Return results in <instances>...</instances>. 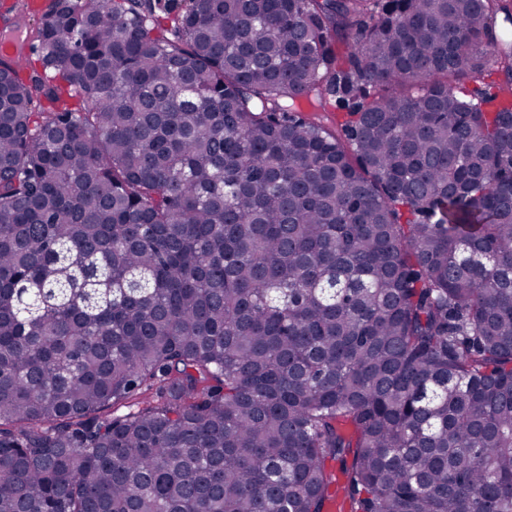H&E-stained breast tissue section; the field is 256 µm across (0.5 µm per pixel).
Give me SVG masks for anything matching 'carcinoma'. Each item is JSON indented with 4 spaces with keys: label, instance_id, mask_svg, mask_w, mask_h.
<instances>
[{
    "label": "carcinoma",
    "instance_id": "cac0c4a2",
    "mask_svg": "<svg viewBox=\"0 0 512 512\" xmlns=\"http://www.w3.org/2000/svg\"><path fill=\"white\" fill-rule=\"evenodd\" d=\"M500 14L48 0L43 74L0 56V512H512Z\"/></svg>",
    "mask_w": 512,
    "mask_h": 512
}]
</instances>
